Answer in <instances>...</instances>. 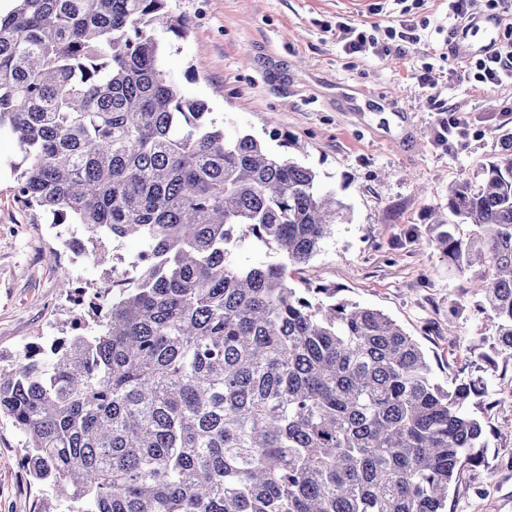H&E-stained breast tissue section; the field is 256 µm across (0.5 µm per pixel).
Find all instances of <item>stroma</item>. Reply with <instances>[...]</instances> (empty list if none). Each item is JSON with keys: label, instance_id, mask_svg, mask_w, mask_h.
<instances>
[{"label": "stroma", "instance_id": "stroma-1", "mask_svg": "<svg viewBox=\"0 0 512 512\" xmlns=\"http://www.w3.org/2000/svg\"><path fill=\"white\" fill-rule=\"evenodd\" d=\"M190 28L182 39L156 31L163 66L182 93L206 101L226 134L270 140L271 131L305 146L299 163L347 203L318 255L291 268L297 288H332L337 298L381 310L424 352L443 386L482 378L488 394L474 412L490 430L485 466L464 469L445 512H512V363L490 364L495 327L482 296L432 246L428 211L448 203L457 182L478 187L483 168L512 137V82L482 87L478 70L448 53L455 20L448 0H170ZM407 19L419 40L403 54L347 53L345 22L374 29ZM466 113L468 134L454 150L434 130L444 109ZM23 154L0 137V367L25 349L74 335L87 314L58 286L95 292L112 267H126L142 244H109L104 261L74 256L63 225L15 197ZM24 436L0 419V512H33L50 492L21 464Z\"/></svg>", "mask_w": 512, "mask_h": 512}]
</instances>
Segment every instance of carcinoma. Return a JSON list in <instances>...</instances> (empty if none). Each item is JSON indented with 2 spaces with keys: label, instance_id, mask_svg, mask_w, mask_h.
I'll use <instances>...</instances> for the list:
<instances>
[{
  "label": "carcinoma",
  "instance_id": "carcinoma-1",
  "mask_svg": "<svg viewBox=\"0 0 512 512\" xmlns=\"http://www.w3.org/2000/svg\"><path fill=\"white\" fill-rule=\"evenodd\" d=\"M0 16V131L16 197L151 260L94 293L92 324L0 373L22 465L76 512H444L486 457L480 379L435 383L383 312L290 287L344 220L316 172L185 98L153 31L168 0H16ZM431 242L497 320L512 360V153L448 188ZM275 246L243 265L233 253Z\"/></svg>",
  "mask_w": 512,
  "mask_h": 512
}]
</instances>
